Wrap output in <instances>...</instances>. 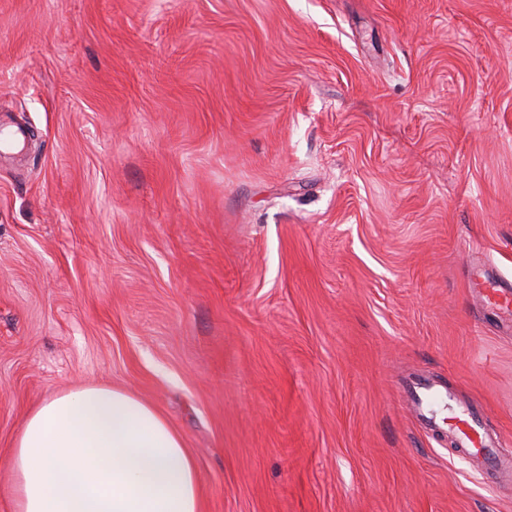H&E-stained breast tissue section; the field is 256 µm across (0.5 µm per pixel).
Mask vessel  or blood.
<instances>
[{
	"label": "vessel or blood",
	"instance_id": "vessel-or-blood-1",
	"mask_svg": "<svg viewBox=\"0 0 512 512\" xmlns=\"http://www.w3.org/2000/svg\"><path fill=\"white\" fill-rule=\"evenodd\" d=\"M469 286L480 295L483 306L512 315V282L485 279L476 272ZM406 393L418 421L430 429L451 433L467 458L492 463L498 485L512 487V458L501 455L498 440L484 431L480 416L470 405L459 401L448 387L424 378L407 381Z\"/></svg>",
	"mask_w": 512,
	"mask_h": 512
}]
</instances>
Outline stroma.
Segmentation results:
<instances>
[{
    "label": "stroma",
    "mask_w": 512,
    "mask_h": 512,
    "mask_svg": "<svg viewBox=\"0 0 512 512\" xmlns=\"http://www.w3.org/2000/svg\"><path fill=\"white\" fill-rule=\"evenodd\" d=\"M0 484L78 381L152 404L204 512H512V0H0ZM470 288L480 294L482 306L495 308L512 315V283L503 279H482L473 273L469 279ZM410 411L432 430L451 433L456 448L464 456L484 466L491 462L497 472L499 487H512V458L501 455L499 441L487 434L480 416L470 405L459 401L448 387L424 378L406 382Z\"/></svg>",
    "instance_id": "1"
}]
</instances>
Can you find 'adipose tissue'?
I'll return each mask as SVG.
<instances>
[{"label": "adipose tissue", "instance_id": "adipose-tissue-1", "mask_svg": "<svg viewBox=\"0 0 512 512\" xmlns=\"http://www.w3.org/2000/svg\"><path fill=\"white\" fill-rule=\"evenodd\" d=\"M10 512H202L182 436L131 392L78 384L40 403L7 458Z\"/></svg>", "mask_w": 512, "mask_h": 512}]
</instances>
